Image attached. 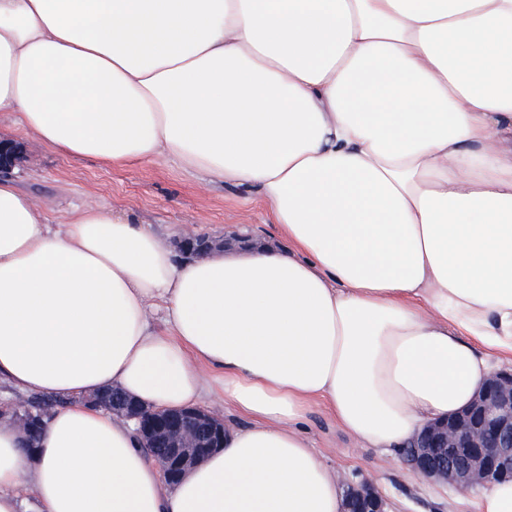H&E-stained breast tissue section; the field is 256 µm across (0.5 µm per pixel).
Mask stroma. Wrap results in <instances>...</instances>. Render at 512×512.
<instances>
[{"instance_id":"obj_1","label":"stroma","mask_w":512,"mask_h":512,"mask_svg":"<svg viewBox=\"0 0 512 512\" xmlns=\"http://www.w3.org/2000/svg\"><path fill=\"white\" fill-rule=\"evenodd\" d=\"M13 139L25 152L12 177L43 208L50 223L64 222L71 212L95 203L131 223L151 225L168 243L187 230L214 237L247 232L274 246L282 243L268 209L254 193L206 182L177 159L110 167L67 159L18 133ZM301 426L340 481L371 480L390 512H476V492L419 479L398 456L360 447L325 405L313 407Z\"/></svg>"}]
</instances>
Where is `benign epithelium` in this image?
<instances>
[{
    "label": "benign epithelium",
    "mask_w": 512,
    "mask_h": 512,
    "mask_svg": "<svg viewBox=\"0 0 512 512\" xmlns=\"http://www.w3.org/2000/svg\"><path fill=\"white\" fill-rule=\"evenodd\" d=\"M17 143L0 141V171L12 169L20 159ZM254 247L247 236L222 239L185 234L177 248L185 259L202 258L214 251ZM114 414L136 421L144 447L152 454L167 481H177L209 453L224 446L226 426L218 415L200 408L163 413L145 408L119 389L92 399ZM29 401L12 403L14 424L27 431L31 417L20 413ZM404 464L415 474L468 491L491 476L512 478V371L491 373L477 396L459 416L428 423L404 451ZM344 512H389L377 487L366 480L345 488Z\"/></svg>",
    "instance_id": "obj_1"
}]
</instances>
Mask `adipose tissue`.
<instances>
[{
    "label": "adipose tissue",
    "mask_w": 512,
    "mask_h": 512,
    "mask_svg": "<svg viewBox=\"0 0 512 512\" xmlns=\"http://www.w3.org/2000/svg\"><path fill=\"white\" fill-rule=\"evenodd\" d=\"M0 112L253 192L287 243L183 260L0 178V383L58 402L32 451L0 418V512H343L312 404L393 454L512 357V0H0ZM214 381L248 423L174 484L87 402Z\"/></svg>",
    "instance_id": "adipose-tissue-1"
}]
</instances>
